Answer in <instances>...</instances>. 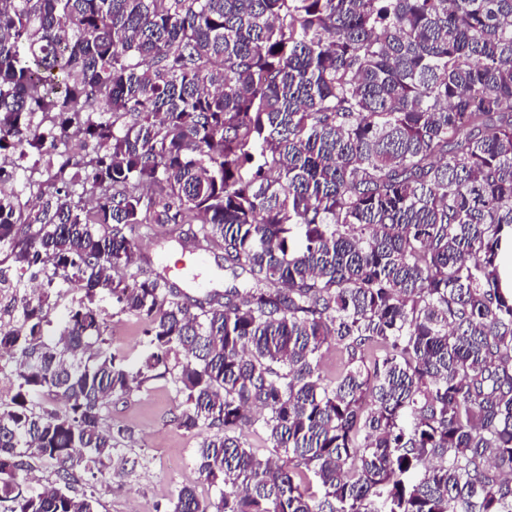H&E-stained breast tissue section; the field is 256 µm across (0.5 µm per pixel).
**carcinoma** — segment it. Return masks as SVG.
Here are the masks:
<instances>
[{
    "label": "carcinoma",
    "instance_id": "carcinoma-1",
    "mask_svg": "<svg viewBox=\"0 0 512 512\" xmlns=\"http://www.w3.org/2000/svg\"><path fill=\"white\" fill-rule=\"evenodd\" d=\"M72 130L79 170L42 166ZM1 157L9 512H96L103 408L160 380L218 490L172 512H512V0H0ZM157 225L246 279L189 298L136 264ZM102 306L105 318L110 324L112 350L128 355L131 362L135 363L142 356L146 346L140 322L131 315H112L116 310H112V304L109 302L103 303Z\"/></svg>",
    "mask_w": 512,
    "mask_h": 512
}]
</instances>
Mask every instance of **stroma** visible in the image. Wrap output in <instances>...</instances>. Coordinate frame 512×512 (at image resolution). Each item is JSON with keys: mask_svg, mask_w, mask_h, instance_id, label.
Instances as JSON below:
<instances>
[{"mask_svg": "<svg viewBox=\"0 0 512 512\" xmlns=\"http://www.w3.org/2000/svg\"><path fill=\"white\" fill-rule=\"evenodd\" d=\"M135 251L155 269H166L168 277L191 297L200 298L206 291L224 287V271L217 258H209L197 277L179 272L186 258L166 228L155 227L140 237ZM103 308L108 312L113 350L138 360L146 346L138 319L113 314L108 302ZM177 405L170 385L162 381L109 404L103 412L104 423L123 427L130 436L118 444L111 477L80 480L74 484V492L93 496L98 512H171L173 498L185 485L211 495V487L201 480L194 463L200 437L174 423Z\"/></svg>", "mask_w": 512, "mask_h": 512, "instance_id": "35a3bbf8", "label": "stroma"}]
</instances>
